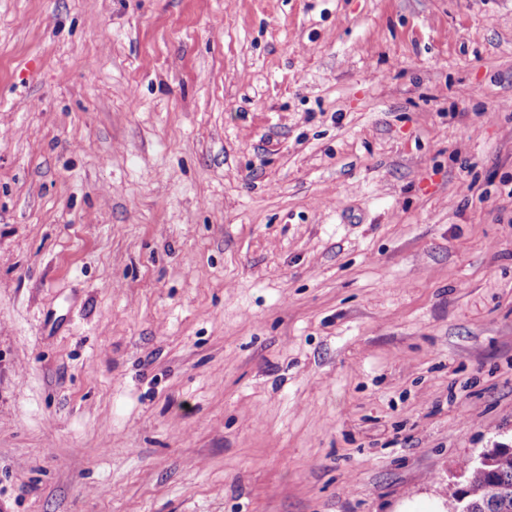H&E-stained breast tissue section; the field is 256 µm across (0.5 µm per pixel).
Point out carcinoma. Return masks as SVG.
Returning a JSON list of instances; mask_svg holds the SVG:
<instances>
[{
	"instance_id": "cac0c4a2",
	"label": "carcinoma",
	"mask_w": 512,
	"mask_h": 512,
	"mask_svg": "<svg viewBox=\"0 0 512 512\" xmlns=\"http://www.w3.org/2000/svg\"><path fill=\"white\" fill-rule=\"evenodd\" d=\"M464 486L449 488V497L463 512H512V449L500 452L492 465L467 462Z\"/></svg>"
}]
</instances>
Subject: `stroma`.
Here are the masks:
<instances>
[{
    "mask_svg": "<svg viewBox=\"0 0 512 512\" xmlns=\"http://www.w3.org/2000/svg\"><path fill=\"white\" fill-rule=\"evenodd\" d=\"M509 100L512 0H0V512H451Z\"/></svg>",
    "mask_w": 512,
    "mask_h": 512,
    "instance_id": "1",
    "label": "stroma"
}]
</instances>
